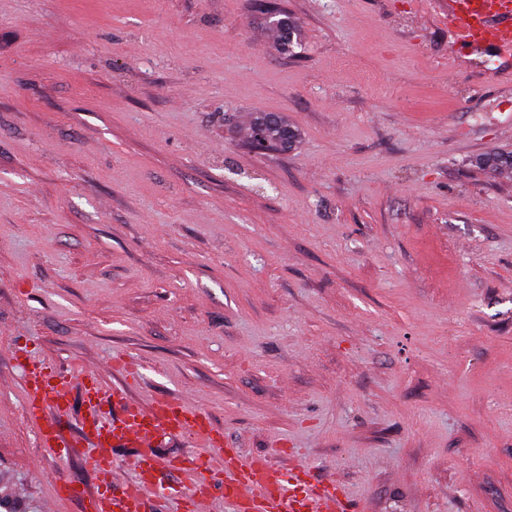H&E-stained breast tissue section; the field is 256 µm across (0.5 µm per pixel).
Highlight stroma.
Listing matches in <instances>:
<instances>
[{
	"instance_id": "1",
	"label": "stroma",
	"mask_w": 512,
	"mask_h": 512,
	"mask_svg": "<svg viewBox=\"0 0 512 512\" xmlns=\"http://www.w3.org/2000/svg\"><path fill=\"white\" fill-rule=\"evenodd\" d=\"M0 0V512H77L19 350L297 449L355 512H512V61L432 0ZM266 113L297 132L258 151Z\"/></svg>"
}]
</instances>
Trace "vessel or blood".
Returning <instances> with one entry per match:
<instances>
[{"label": "vessel or blood", "mask_w": 512, "mask_h": 512, "mask_svg": "<svg viewBox=\"0 0 512 512\" xmlns=\"http://www.w3.org/2000/svg\"><path fill=\"white\" fill-rule=\"evenodd\" d=\"M443 12L454 32V42L486 59L512 57V0H444ZM26 413L40 444L60 455L70 440L58 417L80 404L77 431L90 450L96 474L94 490L73 478L54 485L56 498L77 504L79 512H142L144 494L154 485L159 463L150 448L153 441L185 434L200 452L191 461L196 474L192 488L181 496L180 512H211L212 487H220L231 512H348L330 484L311 482L304 469H282L265 457H247L209 424L205 413L180 398H157L146 403L127 401L124 388L136 380L135 362H114L124 387L106 392L95 373L82 372L80 380L59 371L45 360L25 359ZM134 446L141 453L131 481L116 478L112 451Z\"/></svg>", "instance_id": "obj_1"}]
</instances>
